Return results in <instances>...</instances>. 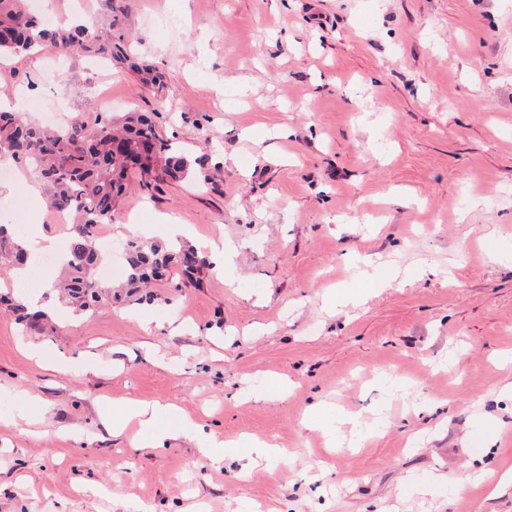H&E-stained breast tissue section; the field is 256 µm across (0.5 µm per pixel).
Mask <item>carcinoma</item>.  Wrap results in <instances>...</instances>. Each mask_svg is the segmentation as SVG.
<instances>
[{
	"instance_id": "cac0c4a2",
	"label": "carcinoma",
	"mask_w": 512,
	"mask_h": 512,
	"mask_svg": "<svg viewBox=\"0 0 512 512\" xmlns=\"http://www.w3.org/2000/svg\"><path fill=\"white\" fill-rule=\"evenodd\" d=\"M101 9L91 26L49 30L31 15L26 0H0V55L27 56L51 43L60 53L81 54L108 63L128 61L129 48L122 32L124 7L118 0H100ZM141 81L162 92L163 73L148 65L130 63ZM31 168L43 181L47 203L75 215L68 246L62 288L84 311L112 301V289L94 275L100 250L96 228L112 221V212L126 190L128 173L140 171L142 186L156 179L194 178L208 183L206 159L175 154L160 137L150 114L126 112L121 117H97L94 124L71 126L65 132L28 123L16 112L0 110V158ZM0 256L18 265L33 262L16 234L0 227ZM126 287L139 288L165 278L177 268L190 276L201 256L190 245L129 241L124 250Z\"/></svg>"
}]
</instances>
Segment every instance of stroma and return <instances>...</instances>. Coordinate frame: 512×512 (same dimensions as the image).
Here are the masks:
<instances>
[{
  "label": "stroma",
  "mask_w": 512,
  "mask_h": 512,
  "mask_svg": "<svg viewBox=\"0 0 512 512\" xmlns=\"http://www.w3.org/2000/svg\"><path fill=\"white\" fill-rule=\"evenodd\" d=\"M123 29L163 92L47 45L0 58V99L89 124L105 93L209 155L206 185L130 172L99 230L185 224L224 269L79 314L57 263L17 286L0 267V295L58 306L0 308V512H512V487L450 488L512 461V0H129ZM10 169L0 224L68 243ZM129 399L286 456L245 477L190 431L141 447L103 422Z\"/></svg>",
  "instance_id": "35a3bbf8"
}]
</instances>
